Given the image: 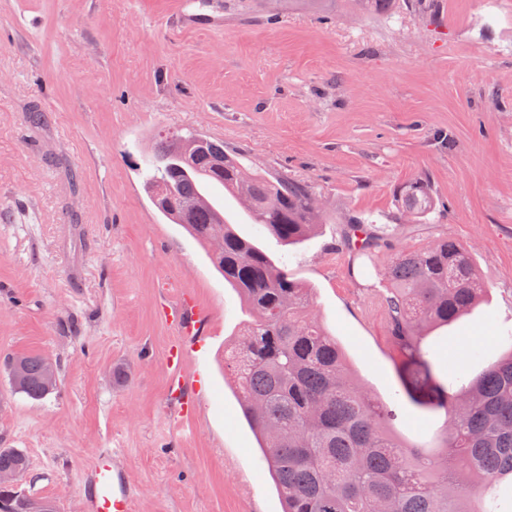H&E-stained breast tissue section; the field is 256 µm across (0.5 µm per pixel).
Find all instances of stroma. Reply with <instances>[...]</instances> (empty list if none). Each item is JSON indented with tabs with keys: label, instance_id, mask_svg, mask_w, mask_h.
Here are the masks:
<instances>
[{
	"label": "stroma",
	"instance_id": "stroma-1",
	"mask_svg": "<svg viewBox=\"0 0 512 512\" xmlns=\"http://www.w3.org/2000/svg\"><path fill=\"white\" fill-rule=\"evenodd\" d=\"M415 2L361 13L350 0H0V360L59 364L40 401L0 370V448L27 461L19 492L83 512L91 458L109 448L131 512H281L224 382L242 298L143 186L162 130L223 141L315 188L326 222L295 246L215 195L239 235L310 286L388 426L440 443L443 412L400 394L404 361L372 307L378 276L346 231L355 217L395 226L381 264L458 240L487 296L437 333L482 348L470 374L512 349V0H436L433 14ZM185 5L196 26L179 23ZM33 106L47 127L29 124ZM415 180L434 206L402 224L398 191ZM182 292L206 314L193 340L164 315ZM176 349L201 377L185 421L167 386Z\"/></svg>",
	"mask_w": 512,
	"mask_h": 512
}]
</instances>
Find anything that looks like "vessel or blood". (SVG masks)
<instances>
[{"mask_svg": "<svg viewBox=\"0 0 512 512\" xmlns=\"http://www.w3.org/2000/svg\"><path fill=\"white\" fill-rule=\"evenodd\" d=\"M166 318L180 336L191 338L200 335L203 313L189 294H182L167 306ZM187 381L181 370H173L169 378L172 399L179 405L180 413H188L189 397ZM112 450L99 449L94 454L93 466L88 474V497L86 512H130L131 497L120 472L114 466Z\"/></svg>", "mask_w": 512, "mask_h": 512, "instance_id": "1", "label": "vessel or blood"}]
</instances>
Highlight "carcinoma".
Returning <instances> with one entry per match:
<instances>
[{"mask_svg": "<svg viewBox=\"0 0 512 512\" xmlns=\"http://www.w3.org/2000/svg\"><path fill=\"white\" fill-rule=\"evenodd\" d=\"M169 132L146 160L144 186L154 199L170 193L157 210L180 224L207 252L224 281L236 288L248 311L237 337L224 349V373L238 394L275 482L283 512H512V355L455 388L460 366L453 351L427 353L428 331L466 314L485 293L482 277L463 244L446 235L397 250L378 276L377 293L391 341L405 357L431 355L447 384L425 399L414 376L404 396L419 410L446 414L443 448L430 454L387 431L383 403L354 380L344 353L309 312L311 288L240 236L209 199L223 187L264 232L288 246L323 223L325 204L313 188L253 166L224 142L207 139L196 156L184 157L182 140ZM401 211L419 220L433 209L427 184L400 189ZM379 236L368 220H351L348 244L372 261ZM21 361L25 378L13 383L32 400L53 387L45 357ZM1 469H26L19 450H0ZM23 495L0 490V512H25Z\"/></svg>", "mask_w": 512, "mask_h": 512, "instance_id": "obj_1", "label": "carcinoma"}]
</instances>
